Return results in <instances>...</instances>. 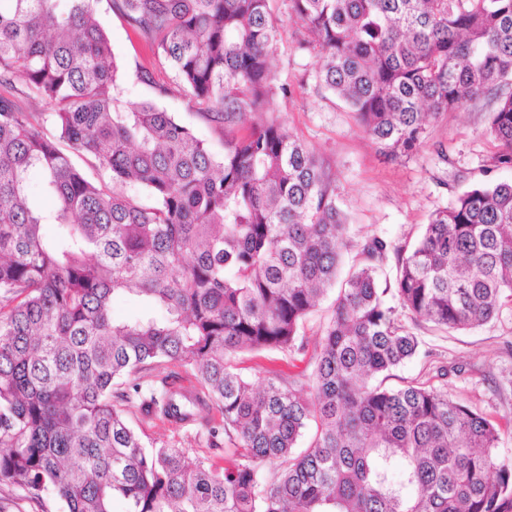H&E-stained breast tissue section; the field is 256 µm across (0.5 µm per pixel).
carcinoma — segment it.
Instances as JSON below:
<instances>
[{"label": "carcinoma", "instance_id": "1", "mask_svg": "<svg viewBox=\"0 0 512 512\" xmlns=\"http://www.w3.org/2000/svg\"><path fill=\"white\" fill-rule=\"evenodd\" d=\"M102 1L155 51L138 78L188 97L222 156L155 103L123 104ZM272 2L0 0V483L67 512H512L499 424L433 386L386 385L419 339L378 285L382 239L337 289L309 376L257 385L232 363L305 352L300 326L349 237L336 182L271 117L288 93ZM289 2L298 49L319 46L316 81L380 153L411 154L431 119L487 99L485 171L512 170V0ZM394 292L437 328L498 316L512 302V181L434 211L397 253ZM119 296L144 314L115 319ZM169 362L200 388H122ZM136 398L174 425L204 412L207 449L232 460L146 447L126 418Z\"/></svg>", "mask_w": 512, "mask_h": 512}]
</instances>
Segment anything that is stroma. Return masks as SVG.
Listing matches in <instances>:
<instances>
[{
	"mask_svg": "<svg viewBox=\"0 0 512 512\" xmlns=\"http://www.w3.org/2000/svg\"><path fill=\"white\" fill-rule=\"evenodd\" d=\"M277 26V84L289 87L288 95L276 96L274 116L293 136L312 147L324 168L336 181L338 202L347 215L350 238L346 264L357 263L366 240L378 237L387 245L380 279H392L395 253L420 237L431 213L446 207L465 188L486 181L485 159L496 150L489 136L486 101L465 103L457 111L431 121L421 144L410 155L390 160L377 153L355 113L319 86L315 79L317 53L300 51L296 23L289 15V0H275ZM98 20L107 32L120 67L123 99L130 104L145 101L192 125L215 154H223L221 137L192 112L182 93L159 98L141 82L136 66L150 57L142 45L131 42L123 21L107 9H99ZM420 340L417 355L395 370L390 386L419 380L447 390L460 401L499 422L505 433L499 454L512 458V304L482 326L456 331L434 328L424 321L407 320ZM311 354L291 362L277 352H238L236 368L253 382L264 381L269 372L293 378L310 374ZM130 418L146 445H174L189 449L190 459L209 458L223 465L224 454L207 449L198 440L197 425L175 427L150 419L138 409Z\"/></svg>",
	"mask_w": 512,
	"mask_h": 512,
	"instance_id": "stroma-1",
	"label": "stroma"
}]
</instances>
